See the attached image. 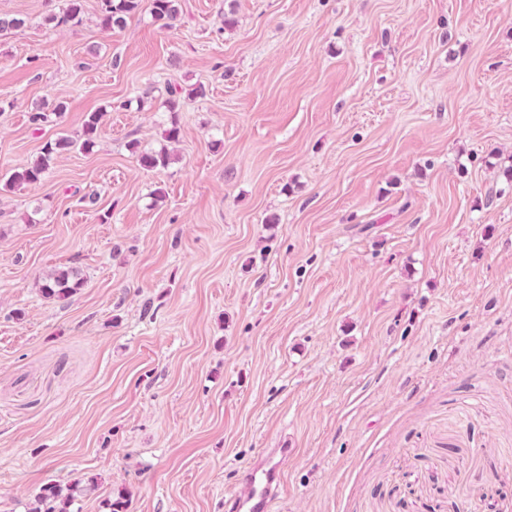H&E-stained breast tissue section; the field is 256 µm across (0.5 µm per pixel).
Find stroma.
Returning a JSON list of instances; mask_svg holds the SVG:
<instances>
[{"instance_id":"1","label":"stroma","mask_w":512,"mask_h":512,"mask_svg":"<svg viewBox=\"0 0 512 512\" xmlns=\"http://www.w3.org/2000/svg\"><path fill=\"white\" fill-rule=\"evenodd\" d=\"M63 4L0 0V180L105 113L0 192V512H231L283 448L270 512H512V0ZM101 21L106 30L121 26L125 16L140 9L141 0H99ZM179 0H149L150 13L157 22H161V27L172 29L176 26L179 19ZM104 116V112H91L84 122L83 134L80 139H73L68 135L62 134L53 141L47 142L43 146L39 157L31 165L21 170H15L3 184L0 181V191H11L17 186L34 184L41 181L44 174L50 169L56 156L64 150L75 147L83 151L90 150L95 144L94 137ZM83 286L81 278L66 270H55L47 275L40 285V291L47 299L62 300L72 296ZM84 489L79 487L78 484L69 485L66 488V493L60 484L46 483L41 488L36 496L38 507L32 509L30 512H71L69 508L75 500L77 494H80Z\"/></svg>"}]
</instances>
